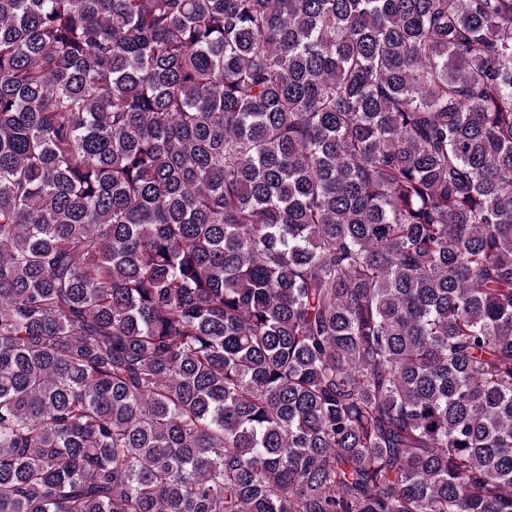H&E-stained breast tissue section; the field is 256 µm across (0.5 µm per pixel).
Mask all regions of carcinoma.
<instances>
[{"label": "carcinoma", "mask_w": 512, "mask_h": 512, "mask_svg": "<svg viewBox=\"0 0 512 512\" xmlns=\"http://www.w3.org/2000/svg\"><path fill=\"white\" fill-rule=\"evenodd\" d=\"M0 512H512V0H0Z\"/></svg>", "instance_id": "1"}]
</instances>
